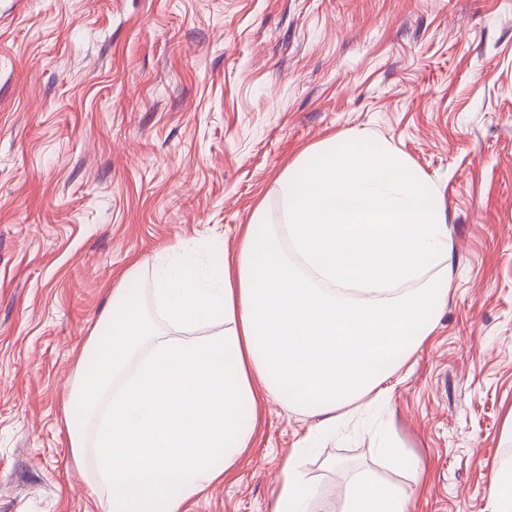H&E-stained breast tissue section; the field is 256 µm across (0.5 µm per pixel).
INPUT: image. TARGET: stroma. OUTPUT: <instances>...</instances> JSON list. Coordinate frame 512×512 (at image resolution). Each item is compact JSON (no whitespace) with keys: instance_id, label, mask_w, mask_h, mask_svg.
<instances>
[{"instance_id":"35a3bbf8","label":"stroma","mask_w":512,"mask_h":512,"mask_svg":"<svg viewBox=\"0 0 512 512\" xmlns=\"http://www.w3.org/2000/svg\"><path fill=\"white\" fill-rule=\"evenodd\" d=\"M389 139L438 186L448 303L349 425L261 402L257 433L186 512H272L295 448L341 512L346 477L407 512H491L512 457V0H0V512H103L63 402L112 288L150 305L164 250L235 252L310 147ZM418 462L410 480L380 447Z\"/></svg>"}]
</instances>
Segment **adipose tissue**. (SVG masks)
<instances>
[{"mask_svg":"<svg viewBox=\"0 0 512 512\" xmlns=\"http://www.w3.org/2000/svg\"><path fill=\"white\" fill-rule=\"evenodd\" d=\"M278 187L280 229L260 208L235 255L214 244L162 256L151 309L113 289L102 321L112 338H89L63 407L104 512H184L239 465L258 396L336 429L432 333L451 266L429 178L357 132L315 146ZM276 486L273 512H309L299 455ZM346 489L343 512H405L404 488L354 475Z\"/></svg>","mask_w":512,"mask_h":512,"instance_id":"obj_1","label":"adipose tissue"}]
</instances>
